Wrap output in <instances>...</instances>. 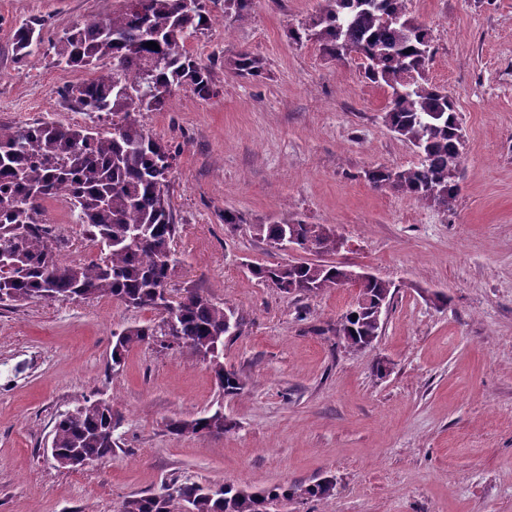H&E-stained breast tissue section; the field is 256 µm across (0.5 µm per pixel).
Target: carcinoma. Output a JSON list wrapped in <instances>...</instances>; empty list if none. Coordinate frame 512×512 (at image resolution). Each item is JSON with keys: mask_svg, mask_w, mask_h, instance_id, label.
<instances>
[{"mask_svg": "<svg viewBox=\"0 0 512 512\" xmlns=\"http://www.w3.org/2000/svg\"><path fill=\"white\" fill-rule=\"evenodd\" d=\"M407 0H322L307 23L288 28L294 44L315 42L337 61L359 55L365 78L387 88L390 100L382 120L411 144L419 161L408 167H376L368 181L448 211L459 191L464 135L456 102L448 91L422 75L433 56L430 30L408 16ZM232 21L246 20L253 0H224ZM215 16L204 0H124L104 20L77 24L50 43L56 64L95 68L112 61V70L88 82L66 86L62 96L90 117L111 118L112 127L62 126L55 122L0 124V303L30 299L51 301L112 298L128 308L151 310L157 323L130 325L112 341V372L123 370L132 348L156 342L177 345L211 366L226 396H238L246 383L224 367V337L241 330L243 317L189 288L174 299L166 288L177 263L171 242L178 224L169 193L176 148L149 134L138 116L160 112L174 91L190 90L201 99L219 94L211 64L186 48L191 36L209 29ZM40 19L26 21L14 33L16 55L40 53ZM154 41L159 50L146 47ZM410 53H405L406 49ZM235 73L257 79L262 61L248 51L229 60ZM66 200L77 222L89 227L100 256L86 262L64 260L65 243L48 216L46 203ZM253 231L273 248L293 238L304 253L334 255L343 237L324 224L272 220ZM261 282L285 293L317 295L342 288L346 265L332 262H264L248 267ZM392 284L383 279L362 284V301L336 322V336L353 351L368 348L381 333L375 308L391 301ZM175 343L164 340L167 319ZM120 422L110 398L84 399L55 417L51 447L83 469L112 457ZM230 427L222 410L189 421H176L177 434H222ZM332 479L313 485L273 486L258 491L231 484L173 480L161 491L126 498L119 512H269L287 499H328Z\"/></svg>", "mask_w": 512, "mask_h": 512, "instance_id": "carcinoma-1", "label": "carcinoma"}]
</instances>
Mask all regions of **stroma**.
<instances>
[{
  "instance_id": "35a3bbf8",
  "label": "stroma",
  "mask_w": 512,
  "mask_h": 512,
  "mask_svg": "<svg viewBox=\"0 0 512 512\" xmlns=\"http://www.w3.org/2000/svg\"><path fill=\"white\" fill-rule=\"evenodd\" d=\"M122 4L0 0V123H87L60 91L90 72L56 66L49 50L16 60L12 36L40 18L51 42ZM319 8L255 0L231 24L214 0L215 22L187 48L205 61L251 51L263 77L218 64L217 97L179 90L140 116L180 149L169 176L180 262L168 288L199 289L242 315L224 365L243 393L223 396L209 365L178 347H135L113 374V332L157 321L154 311L108 299L2 304L0 512H117L172 479L260 488L328 476L333 498L284 500L279 512H512V0H408L432 35L428 76L463 121L448 211L368 182L373 166L418 157L384 125L389 94L356 60L289 41ZM228 209L243 224H225ZM277 217L332 227L347 242L332 262L392 283L372 347L349 350L334 333L353 290L288 294L251 276L250 264L303 257L254 235ZM103 395L120 420L112 458L59 466L46 450L54 416ZM217 409L224 434L169 429Z\"/></svg>"
}]
</instances>
